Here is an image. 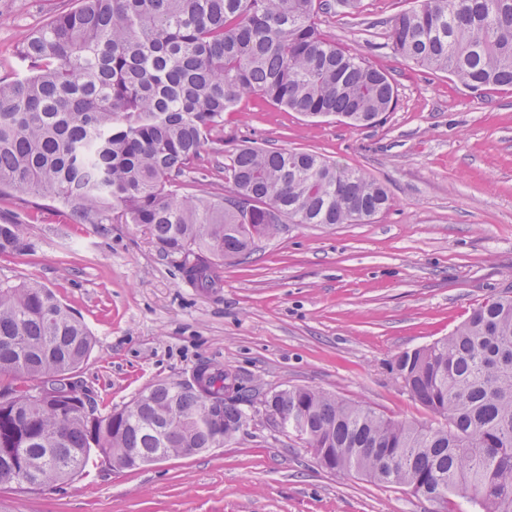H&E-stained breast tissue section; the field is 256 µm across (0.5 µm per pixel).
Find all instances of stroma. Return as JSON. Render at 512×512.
<instances>
[{"label": "stroma", "instance_id": "35a3bbf8", "mask_svg": "<svg viewBox=\"0 0 512 512\" xmlns=\"http://www.w3.org/2000/svg\"><path fill=\"white\" fill-rule=\"evenodd\" d=\"M77 0H0V77L20 39ZM410 0H360L322 31L390 78L397 99L376 126L309 119L245 99L224 115V150L308 151L358 168L392 200L368 224H281L216 287L131 224H82L40 199L0 198L26 221V248L0 254V281L50 289L90 329L77 378L120 408L197 366L231 370L249 400L235 440L135 470L103 468L35 492L0 484V512H444L465 507L355 472L322 468L267 418L272 392L310 386L407 423L432 415L407 393L395 357L448 336L478 303L512 296V87L471 91L404 60L385 22Z\"/></svg>", "mask_w": 512, "mask_h": 512}]
</instances>
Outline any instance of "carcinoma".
I'll use <instances>...</instances> for the list:
<instances>
[{
    "mask_svg": "<svg viewBox=\"0 0 512 512\" xmlns=\"http://www.w3.org/2000/svg\"><path fill=\"white\" fill-rule=\"evenodd\" d=\"M356 0H81L16 47L26 72L0 78V196H37L83 224H134L185 277L213 288L224 260L291 224H363L387 210L385 187L314 153L244 145L221 166L231 195H180L207 150L224 155V113L255 97L308 118L376 125L396 106L388 76L322 33L318 17ZM396 53L474 91L512 87V0H414L393 16ZM27 227L0 220V254ZM93 347L87 326L48 289L0 283V483L33 490L117 458L133 470L161 447L218 448L247 418L224 369L200 365L224 406L160 381L147 406L84 410L72 386L60 409L32 399L48 376L72 378ZM409 394L442 419L410 424L316 388L274 395L282 428L330 470L355 471L480 512H512V298L474 307L446 338L396 357Z\"/></svg>",
    "mask_w": 512,
    "mask_h": 512,
    "instance_id": "cac0c4a2",
    "label": "carcinoma"
}]
</instances>
